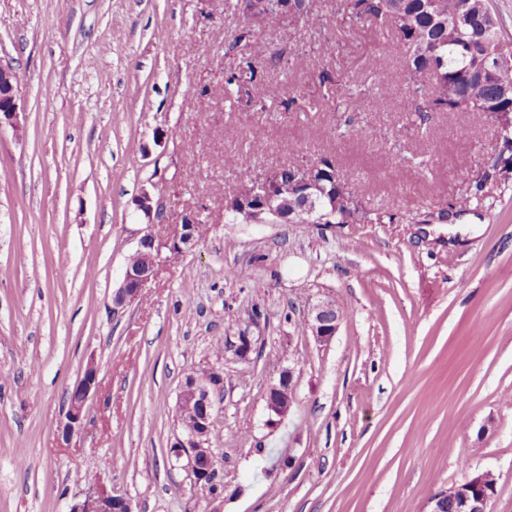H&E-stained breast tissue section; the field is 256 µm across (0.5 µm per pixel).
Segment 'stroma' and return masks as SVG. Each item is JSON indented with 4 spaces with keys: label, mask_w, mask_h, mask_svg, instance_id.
Returning a JSON list of instances; mask_svg holds the SVG:
<instances>
[{
    "label": "stroma",
    "mask_w": 512,
    "mask_h": 512,
    "mask_svg": "<svg viewBox=\"0 0 512 512\" xmlns=\"http://www.w3.org/2000/svg\"><path fill=\"white\" fill-rule=\"evenodd\" d=\"M234 3L0 0V62L22 106L18 127H0V512H69L99 481L134 512H422L485 471L489 512H512V179L472 203L461 241L417 221L467 191L495 123L407 112L414 86L389 81L406 61L388 26L342 21L336 0L276 31ZM266 45L277 56L257 77L292 107L226 82ZM324 73L360 88L327 105ZM320 154L396 221L225 215L240 168ZM145 191L161 208L157 241L191 211L208 232L163 248L157 279L116 311L149 230L135 205ZM323 299L345 311L325 346L303 325ZM255 308L250 361L217 353L215 337ZM91 362L101 386L64 448L69 393ZM211 368L224 373L216 494L170 456L180 387ZM287 368L293 404L273 424L265 395Z\"/></svg>",
    "instance_id": "obj_1"
}]
</instances>
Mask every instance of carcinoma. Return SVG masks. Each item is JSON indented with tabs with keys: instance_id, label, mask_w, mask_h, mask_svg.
I'll return each instance as SVG.
<instances>
[{
	"instance_id": "1",
	"label": "carcinoma",
	"mask_w": 512,
	"mask_h": 512,
	"mask_svg": "<svg viewBox=\"0 0 512 512\" xmlns=\"http://www.w3.org/2000/svg\"><path fill=\"white\" fill-rule=\"evenodd\" d=\"M337 12L352 23L369 21L389 26L393 37L404 50L407 70L404 79L416 82L428 77L430 86L421 97L411 99L413 112H469L475 120L496 118L500 112L512 113V92L503 94L495 84L480 77L483 53L494 47L512 55V42L500 30L486 0H339ZM266 28L278 30L286 23V15L277 3L260 9ZM259 101L283 98V89L272 83L254 86ZM512 163V127L500 129L499 143L490 164L475 181V192L467 193L462 201L438 211L428 212L422 224L439 223L457 215L461 208L479 199L483 185L499 178V172ZM355 203L354 213L336 209L335 224L351 220L355 224L395 221L388 212L371 213L358 198L354 187L343 183ZM202 409L194 405L179 412L182 431L197 426Z\"/></svg>"
}]
</instances>
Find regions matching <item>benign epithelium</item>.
<instances>
[{"label":"benign epithelium","mask_w":512,"mask_h":512,"mask_svg":"<svg viewBox=\"0 0 512 512\" xmlns=\"http://www.w3.org/2000/svg\"><path fill=\"white\" fill-rule=\"evenodd\" d=\"M512 69V59L500 52L488 54L482 62V73L490 82H495L502 70ZM17 75L12 67L0 63V127L18 124L21 110ZM224 208L240 215L247 222H264L273 217L280 221L292 222L293 216L300 210L318 215L323 224L336 215V164L327 167L306 163L276 169L264 176L245 183L224 203ZM194 215H187L180 231L165 245L155 244L153 233H146L140 246H148L155 255L152 266L125 267L123 280L112 298L113 309L118 310L134 302L148 285L154 281L160 270V251L167 247L172 251H182L195 246L198 242L195 234ZM344 318V311L333 300H321L308 311L304 325L310 330L315 342L326 345L332 341ZM260 318L247 320L243 327L224 337L227 351L241 362L250 360L252 349L258 338L253 336L252 328L259 324ZM293 371L282 373L278 383L269 387L266 395V409L269 415H282L293 391ZM99 388L98 371L94 364L87 365L82 377L75 383L69 396L65 422L61 429V446L68 447L82 427L85 407L89 398ZM224 392V375L217 371L215 377H194L189 386L181 388L178 402L189 401L203 408V420L200 421L203 433L210 431L215 397ZM176 459L187 458L195 480L201 482L214 469L212 449L199 441L194 432L177 439L171 451ZM490 499L480 477L476 476L457 487L455 512H487ZM71 512H134L131 501L107 486L97 483L85 498L74 504Z\"/></svg>","instance_id":"benign-epithelium-1"}]
</instances>
